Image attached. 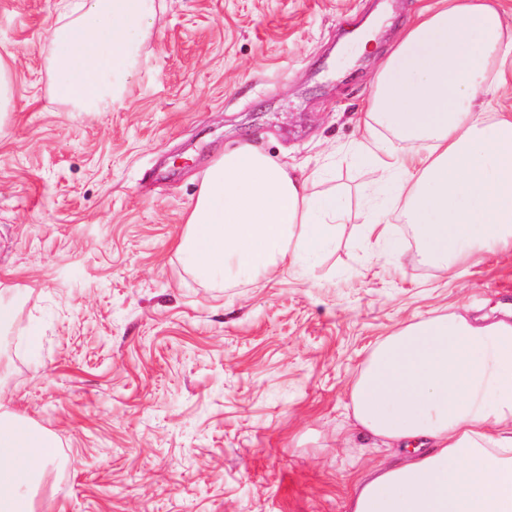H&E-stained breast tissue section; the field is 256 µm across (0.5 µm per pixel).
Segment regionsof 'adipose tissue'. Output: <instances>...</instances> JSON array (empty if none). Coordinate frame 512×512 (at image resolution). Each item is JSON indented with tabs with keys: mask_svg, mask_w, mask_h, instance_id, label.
Wrapping results in <instances>:
<instances>
[{
	"mask_svg": "<svg viewBox=\"0 0 512 512\" xmlns=\"http://www.w3.org/2000/svg\"><path fill=\"white\" fill-rule=\"evenodd\" d=\"M56 7L47 32L55 99L72 112L121 102L154 0ZM504 14L502 0H436L420 11L381 63L362 118L361 154L405 208L420 255L447 270L512 249V113L486 117L512 84ZM312 183L251 143L225 151L204 174L179 252L220 285L301 266L335 243L343 213L335 193ZM350 407L363 434L402 455L354 478L348 512H512L511 322L452 310L403 325L371 350ZM57 461L52 436L0 409V512H35Z\"/></svg>",
	"mask_w": 512,
	"mask_h": 512,
	"instance_id": "1",
	"label": "adipose tissue"
}]
</instances>
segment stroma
Segmentation results:
<instances>
[{
    "instance_id": "1",
    "label": "stroma",
    "mask_w": 512,
    "mask_h": 512,
    "mask_svg": "<svg viewBox=\"0 0 512 512\" xmlns=\"http://www.w3.org/2000/svg\"><path fill=\"white\" fill-rule=\"evenodd\" d=\"M55 0H0L14 110L0 125V404L51 435L37 512H348L390 456L348 390L414 316L512 304V251L448 277L360 234L376 172L355 157L382 60L432 0H155L122 103L51 92ZM254 143L342 195L346 230L306 272L225 288L176 251L202 177Z\"/></svg>"
}]
</instances>
